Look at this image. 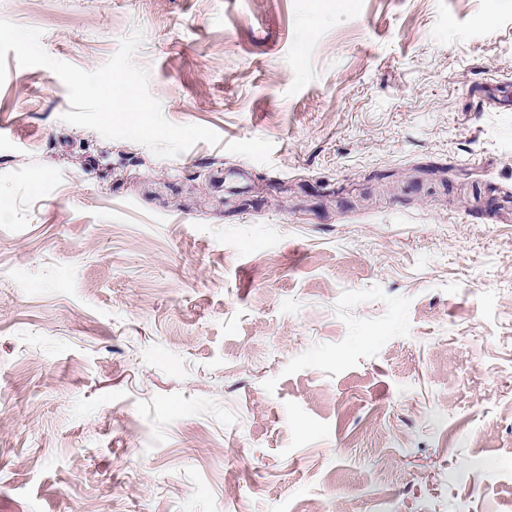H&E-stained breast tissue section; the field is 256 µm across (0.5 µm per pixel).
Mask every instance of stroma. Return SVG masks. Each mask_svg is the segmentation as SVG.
<instances>
[{"label":"stroma","mask_w":512,"mask_h":512,"mask_svg":"<svg viewBox=\"0 0 512 512\" xmlns=\"http://www.w3.org/2000/svg\"><path fill=\"white\" fill-rule=\"evenodd\" d=\"M135 63L167 159L0 84V512H512V0H0Z\"/></svg>","instance_id":"obj_1"}]
</instances>
